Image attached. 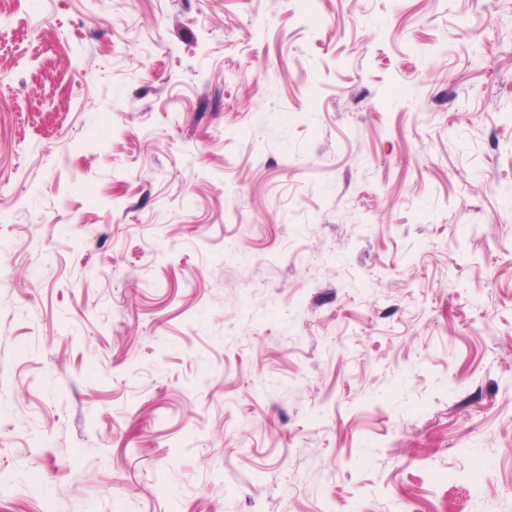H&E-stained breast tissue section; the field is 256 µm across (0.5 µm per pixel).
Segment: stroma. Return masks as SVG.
Here are the masks:
<instances>
[{
	"instance_id": "1",
	"label": "stroma",
	"mask_w": 512,
	"mask_h": 512,
	"mask_svg": "<svg viewBox=\"0 0 512 512\" xmlns=\"http://www.w3.org/2000/svg\"><path fill=\"white\" fill-rule=\"evenodd\" d=\"M0 512H512V0H0Z\"/></svg>"
}]
</instances>
